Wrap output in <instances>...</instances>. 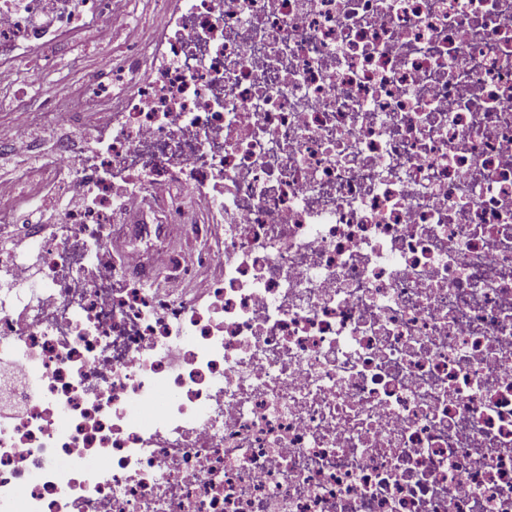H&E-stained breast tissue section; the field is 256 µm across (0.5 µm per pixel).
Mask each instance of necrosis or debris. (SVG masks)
<instances>
[{"label": "necrosis or debris", "instance_id": "obj_1", "mask_svg": "<svg viewBox=\"0 0 512 512\" xmlns=\"http://www.w3.org/2000/svg\"><path fill=\"white\" fill-rule=\"evenodd\" d=\"M135 4L0 0V512H512V0ZM69 41L75 44L76 50L66 55H58L52 61L45 65H37L30 73L29 80L35 94L40 97L49 95L67 84L69 80L80 77L70 65V59L74 55L82 56L89 65L96 64L102 50L97 43L89 38H80L70 35ZM31 162L23 152L8 151L0 156V181L3 184H9L12 180L13 171Z\"/></svg>", "mask_w": 512, "mask_h": 512}]
</instances>
